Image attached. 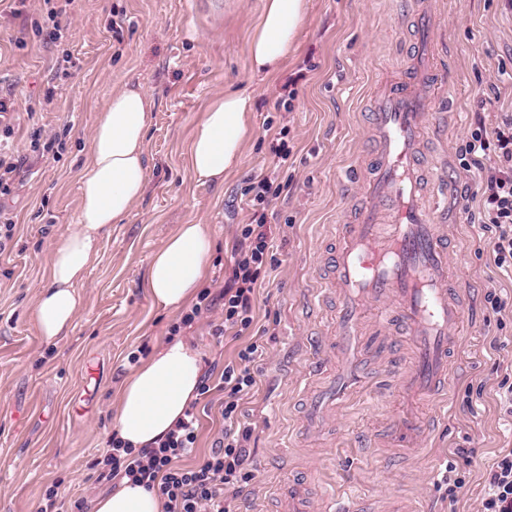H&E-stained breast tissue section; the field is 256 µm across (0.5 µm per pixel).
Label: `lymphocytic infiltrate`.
I'll return each instance as SVG.
<instances>
[{"label":"lymphocytic infiltrate","mask_w":512,"mask_h":512,"mask_svg":"<svg viewBox=\"0 0 512 512\" xmlns=\"http://www.w3.org/2000/svg\"><path fill=\"white\" fill-rule=\"evenodd\" d=\"M493 146L498 149V163L487 171L485 211L480 224L483 231L492 234L495 261L501 266L512 264V121L491 134L477 128L466 142L461 159L469 166L481 165V153ZM290 155L287 144L279 143L268 165L250 179L247 192L252 215L241 227L233 264L219 293L201 291L189 312L169 329L170 335H179L203 313L220 305L224 315L213 325L215 336L230 333L249 339L236 359L225 362L220 371H206L200 379L201 394L219 393V413L224 422V430L210 453L195 465L182 463L193 452L198 438V413L191 406L154 445L132 448L114 436L106 452L90 464L101 479L126 478L157 492L164 501V512H231L226 492L238 489L248 477L253 429L245 419L242 402L256 386L251 366L263 359L262 338L267 334L256 324L254 297L268 275L266 257L275 233L267 220V210L280 195L279 176ZM482 512H512V449L503 451L491 468Z\"/></svg>","instance_id":"f902f5d3"}]
</instances>
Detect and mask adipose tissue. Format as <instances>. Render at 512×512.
Instances as JSON below:
<instances>
[{"instance_id":"obj_1","label":"adipose tissue","mask_w":512,"mask_h":512,"mask_svg":"<svg viewBox=\"0 0 512 512\" xmlns=\"http://www.w3.org/2000/svg\"><path fill=\"white\" fill-rule=\"evenodd\" d=\"M308 11V0H264L248 43L253 73L280 71L293 53ZM155 102L128 85L113 93L98 113L87 159L78 175L79 222L55 246L47 284L32 320L49 344L69 334L81 305L77 291L99 257L101 236L123 223L147 185L145 140ZM251 96L227 91L204 106L189 142L186 163L201 184H222L238 166L249 134ZM212 240L203 224H182L157 251L146 284L153 301L169 311L181 309L198 292L206 275ZM199 353L188 341L173 339L135 367L119 392L112 426L126 444L142 448L164 437L198 397ZM91 512H163L154 492L129 480L94 497Z\"/></svg>"}]
</instances>
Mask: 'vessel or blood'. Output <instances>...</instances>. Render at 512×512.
<instances>
[{
  "mask_svg": "<svg viewBox=\"0 0 512 512\" xmlns=\"http://www.w3.org/2000/svg\"><path fill=\"white\" fill-rule=\"evenodd\" d=\"M415 23L423 40L421 69L433 79L434 92H445L448 69L430 59V14L420 10ZM428 97L419 84L400 77L373 100L374 137L379 145L374 167L364 177L365 201L355 223L334 225L342 241L332 256V276L320 283L321 297L339 293L342 307L336 324L343 335H359L368 303L381 301L378 327L410 336L415 364L394 383L407 404L395 418L399 442L418 436L420 425L409 409L418 400L448 406V347L462 318L451 293L448 248L436 219L447 208L437 196L446 192L441 166L424 168L423 139L430 135ZM365 381L352 369L341 384H328L316 395L318 416H325L361 391ZM278 512H307L302 491L281 488Z\"/></svg>",
  "mask_w": 512,
  "mask_h": 512,
  "instance_id": "vessel-or-blood-1",
  "label": "vessel or blood"
}]
</instances>
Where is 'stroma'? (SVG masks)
<instances>
[{"label":"stroma","mask_w":512,"mask_h":512,"mask_svg":"<svg viewBox=\"0 0 512 512\" xmlns=\"http://www.w3.org/2000/svg\"><path fill=\"white\" fill-rule=\"evenodd\" d=\"M263 0H76L62 41L37 33L44 0H0V97L19 160L13 191L0 207L16 231L0 252V512H33L50 489L66 500L111 491L90 461L112 436L111 406L137 353L147 360L168 340L179 312L160 309L146 288L153 254L178 225H206L213 240L204 287L230 265L247 215V180L272 157L276 133L288 127L292 155L280 176V197L267 211L280 234L270 250L268 283L255 318L268 328L266 356L255 364V392L243 408L254 426L253 477L231 498L233 512H273L279 483L303 484L320 508L333 488L367 499L371 512H480L489 471L512 448V269L495 263L493 241L470 221L482 209L484 171L460 167L456 151L477 127L493 130L512 117V0H430L434 51L454 75L446 120L427 154L446 161L450 269L466 287L462 340L452 352L450 411L419 410L429 428L419 446L383 445L399 408L378 380L388 366L410 369L408 337L381 335L363 324L372 386L337 414L327 434H300L299 388L312 345H334L330 311L314 309L311 290L323 279L333 246L330 227L351 223L360 176L372 161L369 99L379 78L411 73L413 27L405 0H308L295 54L281 73H251L246 44ZM290 112L273 103L297 71ZM139 84L155 101L146 137L147 190L124 223L100 242L98 261L80 287L84 306L69 336L47 344L31 309L49 278L54 244L79 213L77 174L98 112L113 91ZM227 89L252 97L251 132L243 157L222 185L192 178L186 149L203 106ZM60 132L57 158L30 150L35 129ZM496 294L505 304L486 303ZM203 314L184 334L202 367L232 360L247 337L211 334ZM466 484L449 495L445 472Z\"/></svg>","instance_id":"1"}]
</instances>
